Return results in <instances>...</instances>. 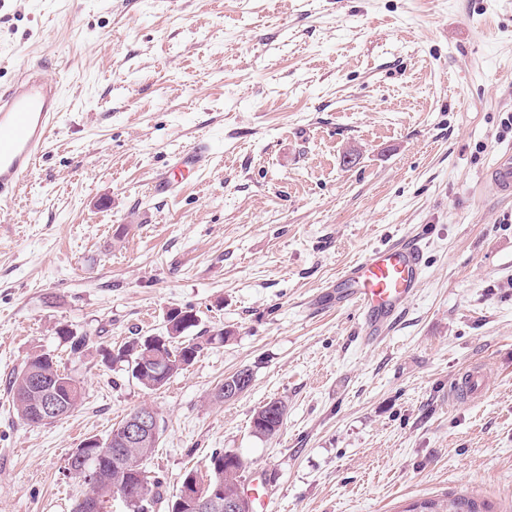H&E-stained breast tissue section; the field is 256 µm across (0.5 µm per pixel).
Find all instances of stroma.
<instances>
[{"mask_svg":"<svg viewBox=\"0 0 512 512\" xmlns=\"http://www.w3.org/2000/svg\"><path fill=\"white\" fill-rule=\"evenodd\" d=\"M32 62L61 112L0 212V512H71L89 491L73 449L145 404L144 469L171 493L226 451L264 512H512V201L482 179L512 148V0H0V84ZM203 138L210 164L174 169ZM163 176L174 191L153 192ZM415 234L418 292L365 344L329 288ZM177 308L208 342L166 385L103 362ZM35 350L84 393L38 427L7 394ZM479 361L483 396L452 400ZM242 369L251 387L216 400ZM272 399L284 423L256 436ZM271 403H279L275 409L269 406ZM286 404L282 400H271L262 405L254 414L252 420L253 432L262 437L276 434L283 425L286 416ZM405 512H493L491 508L482 503L478 504L473 498L458 496L442 500L425 499L412 503Z\"/></svg>","mask_w":512,"mask_h":512,"instance_id":"35a3bbf8","label":"stroma"}]
</instances>
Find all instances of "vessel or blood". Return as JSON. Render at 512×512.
I'll use <instances>...</instances> for the list:
<instances>
[{"instance_id":"obj_1","label":"vessel or blood","mask_w":512,"mask_h":512,"mask_svg":"<svg viewBox=\"0 0 512 512\" xmlns=\"http://www.w3.org/2000/svg\"><path fill=\"white\" fill-rule=\"evenodd\" d=\"M61 110V91L42 66L25 70L0 90V204L11 202L22 178L41 156ZM503 197L512 195V153L504 152L486 174ZM423 277L422 248L415 238L368 252L347 265L336 281V301L357 313L370 344L383 341L386 327L400 321ZM486 364L476 363L455 378L454 395L475 399L485 390Z\"/></svg>"}]
</instances>
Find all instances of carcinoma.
<instances>
[{"label": "carcinoma", "instance_id": "1", "mask_svg": "<svg viewBox=\"0 0 512 512\" xmlns=\"http://www.w3.org/2000/svg\"><path fill=\"white\" fill-rule=\"evenodd\" d=\"M170 321L173 322L174 335H167L168 346L156 349V360L146 362L147 370L139 373L135 368L139 361L145 359L148 350L147 341L150 337H135L117 349V352L107 353V358L113 363H123L127 372L138 384L148 390H155L166 384L175 374L192 364L201 344L195 340L182 339L184 332L196 326L195 314L190 311L175 312ZM56 334L67 344L73 355L83 353L89 338L78 334L67 327H61ZM51 380H61L58 387L59 398L68 405V412H73L83 400L80 382L68 373L62 371L54 355L44 351H34L24 361L23 365L11 377L8 394L18 416L27 424L39 426L44 424L38 414L39 391L29 384L32 372ZM286 404L279 401V406L273 408L269 404L262 405L254 414L252 424L253 432L262 437L276 434L283 425L286 416ZM108 440L94 439L90 445H82L78 449L81 455L89 459L100 469L111 483L121 486L130 493L124 499L130 512H153L154 505L163 498L165 482L159 478L149 483L145 495H133V490L139 482L138 472L133 470L117 469L111 448L107 447ZM243 461L238 455L228 452H214L207 461L209 483L214 485L219 479H224V497L230 498L238 495V479ZM112 488L102 487L93 489L81 499L77 500L73 512H104L105 503L112 500ZM404 512H492L487 504H479L473 498L458 496L442 500L425 499L416 501L407 507Z\"/></svg>", "mask_w": 512, "mask_h": 512}]
</instances>
